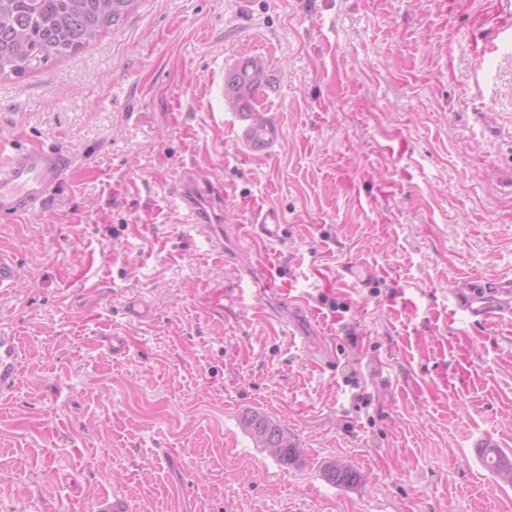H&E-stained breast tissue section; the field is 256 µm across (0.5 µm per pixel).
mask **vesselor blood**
Instances as JSON below:
<instances>
[{
  "label": "vessel or blood",
  "instance_id": "vessel-or-blood-1",
  "mask_svg": "<svg viewBox=\"0 0 512 512\" xmlns=\"http://www.w3.org/2000/svg\"><path fill=\"white\" fill-rule=\"evenodd\" d=\"M72 158L61 145L17 148L0 155V220L12 221L22 216L42 213L54 200ZM196 231L209 237L212 248H220V240L211 236L217 220L216 207L224 202L222 187L209 176L182 178L177 192ZM253 223L260 227V238L278 236L283 222L274 209L258 210ZM20 275L12 253L0 251V288L13 287ZM471 317L487 320L512 310V283L507 281L474 284L466 303ZM16 373V341L14 336L0 333V383H9Z\"/></svg>",
  "mask_w": 512,
  "mask_h": 512
}]
</instances>
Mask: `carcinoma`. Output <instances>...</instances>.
<instances>
[{"label": "carcinoma", "mask_w": 512, "mask_h": 512, "mask_svg": "<svg viewBox=\"0 0 512 512\" xmlns=\"http://www.w3.org/2000/svg\"><path fill=\"white\" fill-rule=\"evenodd\" d=\"M142 0H0V78L20 80L32 71L75 54L97 36L119 28L137 11ZM272 87L264 61L242 56L224 76L227 108L248 121L245 141L254 151L268 147L272 127L266 119V89ZM245 431L258 448L269 449L287 464L298 455L297 446L269 415L250 411L242 418ZM479 456L504 483L512 484V459L487 443ZM327 481L346 486L358 480L348 464L328 463Z\"/></svg>", "instance_id": "1"}]
</instances>
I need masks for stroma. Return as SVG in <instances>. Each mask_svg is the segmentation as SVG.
Listing matches in <instances>:
<instances>
[{
  "instance_id": "35a3bbf8",
  "label": "stroma",
  "mask_w": 512,
  "mask_h": 512,
  "mask_svg": "<svg viewBox=\"0 0 512 512\" xmlns=\"http://www.w3.org/2000/svg\"><path fill=\"white\" fill-rule=\"evenodd\" d=\"M508 25L512 0H143L0 81V146L73 158L45 212L0 222V512H512L478 455L512 457V314L459 302L512 279ZM245 53L273 77L262 151L224 106ZM187 167L224 189L223 251L177 205ZM355 260L366 286L339 279ZM253 410L299 460L255 446ZM252 224H259L260 233L254 239H268L279 235L283 223L281 214L275 209H259L251 220ZM20 275L19 266L14 255L0 251V288L13 287ZM16 341L15 337L0 333V383H9L16 373ZM323 475L327 481L339 486L354 484L359 478L357 471L353 467L336 461L330 462L325 466Z\"/></svg>"
}]
</instances>
